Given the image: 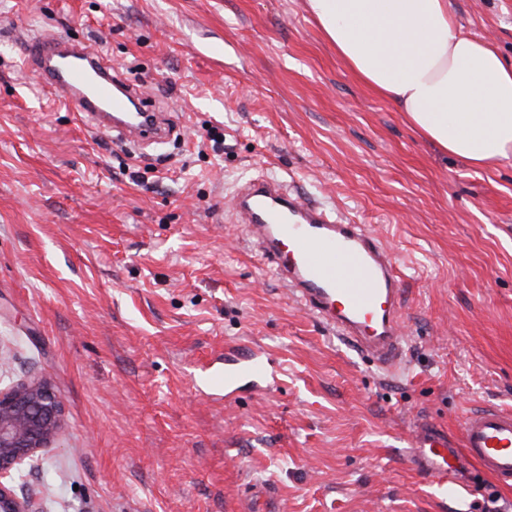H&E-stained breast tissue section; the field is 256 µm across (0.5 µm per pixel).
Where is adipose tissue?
I'll return each mask as SVG.
<instances>
[{"mask_svg": "<svg viewBox=\"0 0 512 512\" xmlns=\"http://www.w3.org/2000/svg\"><path fill=\"white\" fill-rule=\"evenodd\" d=\"M337 56L421 136L475 166L512 159V63L448 0H307Z\"/></svg>", "mask_w": 512, "mask_h": 512, "instance_id": "ef3b65f1", "label": "adipose tissue"}]
</instances>
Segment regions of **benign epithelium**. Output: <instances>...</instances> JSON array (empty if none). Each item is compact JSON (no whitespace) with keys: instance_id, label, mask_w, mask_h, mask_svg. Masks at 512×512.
<instances>
[{"instance_id":"7a95c632","label":"benign epithelium","mask_w":512,"mask_h":512,"mask_svg":"<svg viewBox=\"0 0 512 512\" xmlns=\"http://www.w3.org/2000/svg\"><path fill=\"white\" fill-rule=\"evenodd\" d=\"M62 427V402L37 378L0 389V512H34L30 500L3 479L49 447Z\"/></svg>"}]
</instances>
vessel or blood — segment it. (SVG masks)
<instances>
[{
  "label": "vessel or blood",
  "instance_id": "obj_1",
  "mask_svg": "<svg viewBox=\"0 0 512 512\" xmlns=\"http://www.w3.org/2000/svg\"><path fill=\"white\" fill-rule=\"evenodd\" d=\"M27 54L41 86L60 93L98 131L154 144L170 136L173 124L164 112H148L146 121L136 125L113 122V115L128 111L143 93L86 43L60 36L37 38L29 41ZM234 212L290 299L332 334L371 355L382 371L400 365L403 290L397 259L379 238L275 180L246 182ZM279 379V368L254 351L225 354L223 369L207 375L210 386L228 397L245 387L272 390ZM460 432L456 448L445 431L429 422L413 429L409 462L429 480L442 503L460 496L453 474L463 457L495 480L512 481L511 409L468 411Z\"/></svg>",
  "mask_w": 512,
  "mask_h": 512
}]
</instances>
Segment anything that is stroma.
Wrapping results in <instances>:
<instances>
[{
	"instance_id": "obj_1",
	"label": "stroma",
	"mask_w": 512,
	"mask_h": 512,
	"mask_svg": "<svg viewBox=\"0 0 512 512\" xmlns=\"http://www.w3.org/2000/svg\"><path fill=\"white\" fill-rule=\"evenodd\" d=\"M512 61V0H449ZM89 43L176 134L125 150L40 88L36 35ZM265 175L398 258L404 362L379 370L286 296L245 228ZM264 349L277 389L225 399L224 349ZM0 386L45 374L64 429L14 486L38 512H481L512 486L461 460L438 504L408 462L425 419L459 438L512 409V161L424 141L336 55L304 0H0Z\"/></svg>"
}]
</instances>
